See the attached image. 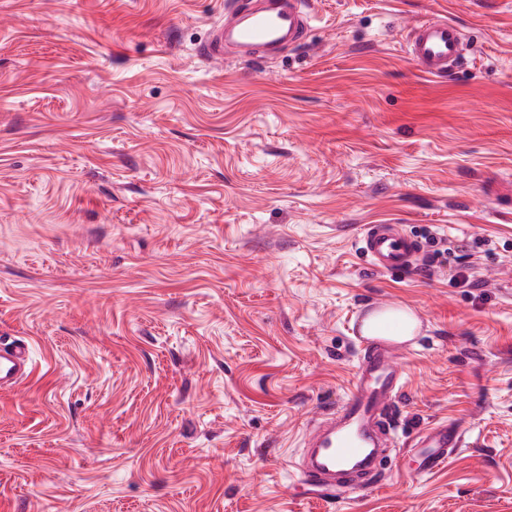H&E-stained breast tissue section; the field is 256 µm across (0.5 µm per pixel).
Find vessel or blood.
<instances>
[{
    "instance_id": "1",
    "label": "vessel or blood",
    "mask_w": 512,
    "mask_h": 512,
    "mask_svg": "<svg viewBox=\"0 0 512 512\" xmlns=\"http://www.w3.org/2000/svg\"><path fill=\"white\" fill-rule=\"evenodd\" d=\"M312 16L305 0H229L224 18L212 29L203 55L224 58L225 46L254 50L255 60L282 45L307 43ZM463 34L452 20L439 17L414 27L407 37V52L423 73L446 76L462 58ZM359 250L377 271L408 273L422 256V242L397 224L366 225ZM398 349L385 338H361L359 363L343 402L313 424L303 445L308 457L297 465L298 482L310 492L332 494L359 478L369 492L384 476L382 436L395 431L393 410L404 384L397 362ZM31 371L30 346L23 341L0 344V387L16 385ZM464 437L453 424H440L416 435L413 447L418 471L427 475L446 465L450 453L463 447Z\"/></svg>"
}]
</instances>
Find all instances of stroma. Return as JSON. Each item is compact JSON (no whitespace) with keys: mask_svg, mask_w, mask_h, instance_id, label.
Wrapping results in <instances>:
<instances>
[{"mask_svg":"<svg viewBox=\"0 0 512 512\" xmlns=\"http://www.w3.org/2000/svg\"><path fill=\"white\" fill-rule=\"evenodd\" d=\"M224 2L0 0V336L34 364L0 512H512V0H310L306 47L219 64ZM435 16L445 79L404 47ZM368 224L419 271L367 268ZM373 301L421 321L392 470L304 493ZM442 420L464 446L418 475ZM463 34L447 17L414 27L407 37V52L417 60L423 73L443 77L462 58ZM358 244L371 268L391 273L415 270L424 250L423 243L404 233L400 224H368Z\"/></svg>","mask_w":512,"mask_h":512,"instance_id":"stroma-1","label":"stroma"}]
</instances>
